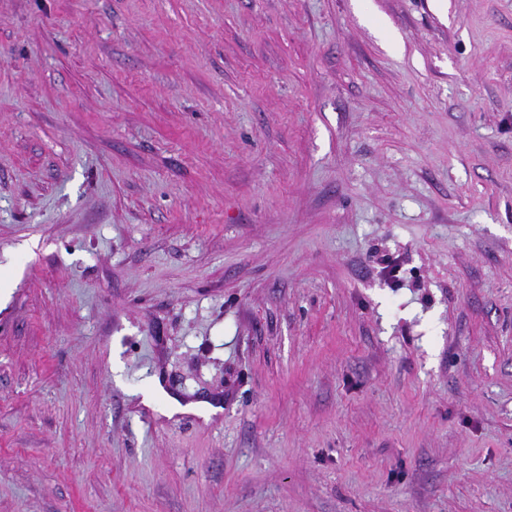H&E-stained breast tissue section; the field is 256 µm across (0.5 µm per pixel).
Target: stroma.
Here are the masks:
<instances>
[{
  "label": "stroma",
  "instance_id": "obj_1",
  "mask_svg": "<svg viewBox=\"0 0 512 512\" xmlns=\"http://www.w3.org/2000/svg\"><path fill=\"white\" fill-rule=\"evenodd\" d=\"M1 286L0 512H512V0H0Z\"/></svg>",
  "mask_w": 512,
  "mask_h": 512
}]
</instances>
